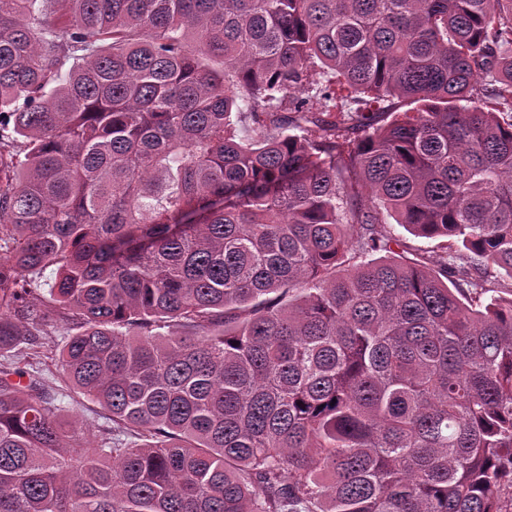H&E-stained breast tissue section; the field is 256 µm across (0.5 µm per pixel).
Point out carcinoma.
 <instances>
[{
    "label": "carcinoma",
    "mask_w": 512,
    "mask_h": 512,
    "mask_svg": "<svg viewBox=\"0 0 512 512\" xmlns=\"http://www.w3.org/2000/svg\"><path fill=\"white\" fill-rule=\"evenodd\" d=\"M56 2L0 0V512H512V0ZM387 223L391 228V232L400 237V239H403L407 245L410 246L412 253H416L420 256L431 259L432 256H435L436 253L439 252V248H437L439 240L432 238L414 237L413 235L406 232V230L399 224H396L392 218H389ZM63 332L64 330L60 328V325L41 328L40 337L43 344L40 351L42 359L49 365L54 363L51 358L55 359L54 355L60 348ZM68 394L70 397L66 398V401L69 402L72 416L86 421L88 424H96L97 421H103V419L100 418L103 410L97 404L88 400L85 396L77 392V390L68 389Z\"/></svg>",
    "instance_id": "carcinoma-1"
}]
</instances>
